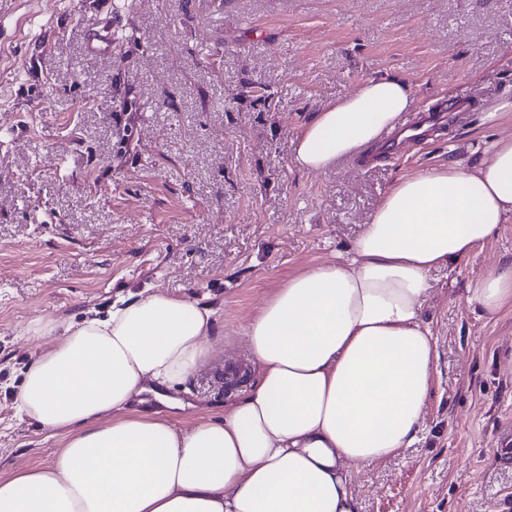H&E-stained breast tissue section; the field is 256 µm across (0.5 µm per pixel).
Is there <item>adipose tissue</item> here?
<instances>
[{
	"instance_id": "1",
	"label": "adipose tissue",
	"mask_w": 512,
	"mask_h": 512,
	"mask_svg": "<svg viewBox=\"0 0 512 512\" xmlns=\"http://www.w3.org/2000/svg\"><path fill=\"white\" fill-rule=\"evenodd\" d=\"M408 84L366 79L302 128L296 164L321 171L392 130ZM512 216V137L489 160L401 178L350 251L271 294L246 326L258 371L224 416L176 430L133 409L146 388L182 389L211 353L213 310L166 291L103 316L34 321L54 342L15 403L63 444L51 464L0 478V512H358L353 470L411 447L433 379L422 319L432 271L470 256ZM512 307V264L468 288Z\"/></svg>"
}]
</instances>
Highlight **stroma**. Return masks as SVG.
<instances>
[{"label":"stroma","mask_w":512,"mask_h":512,"mask_svg":"<svg viewBox=\"0 0 512 512\" xmlns=\"http://www.w3.org/2000/svg\"><path fill=\"white\" fill-rule=\"evenodd\" d=\"M111 26V53L84 32ZM413 108H471L424 147L299 169L297 135L370 77ZM134 100L131 136L115 114ZM512 136V0H0V477L62 443L19 415L27 331L164 289L215 310L213 354L171 409L178 430L223 415V374L257 371L245 326L289 276L347 253L400 178L475 164ZM512 263V218L434 272L424 307L437 361L412 448L354 471L360 512H512V308L467 288Z\"/></svg>","instance_id":"obj_1"}]
</instances>
